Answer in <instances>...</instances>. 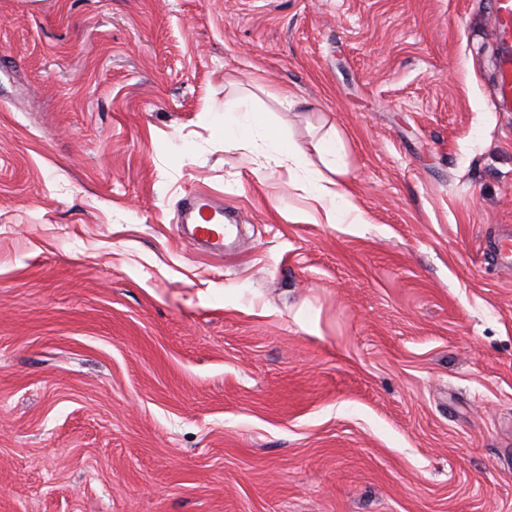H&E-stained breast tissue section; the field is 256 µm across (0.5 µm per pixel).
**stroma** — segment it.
Masks as SVG:
<instances>
[{"label":"stroma","mask_w":512,"mask_h":512,"mask_svg":"<svg viewBox=\"0 0 512 512\" xmlns=\"http://www.w3.org/2000/svg\"><path fill=\"white\" fill-rule=\"evenodd\" d=\"M491 28L490 0H0V512H512ZM251 91L307 154L340 134L365 223L225 146ZM199 190L223 253L179 232Z\"/></svg>","instance_id":"1"}]
</instances>
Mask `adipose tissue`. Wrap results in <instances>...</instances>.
I'll list each match as a JSON object with an SVG mask.
<instances>
[{"instance_id":"1","label":"adipose tissue","mask_w":512,"mask_h":512,"mask_svg":"<svg viewBox=\"0 0 512 512\" xmlns=\"http://www.w3.org/2000/svg\"><path fill=\"white\" fill-rule=\"evenodd\" d=\"M224 143L255 152L263 169L287 167L292 178L313 202V211L325 224H359L363 217L348 190L338 136L320 141L316 158L297 144L272 132L248 101L224 112Z\"/></svg>"}]
</instances>
